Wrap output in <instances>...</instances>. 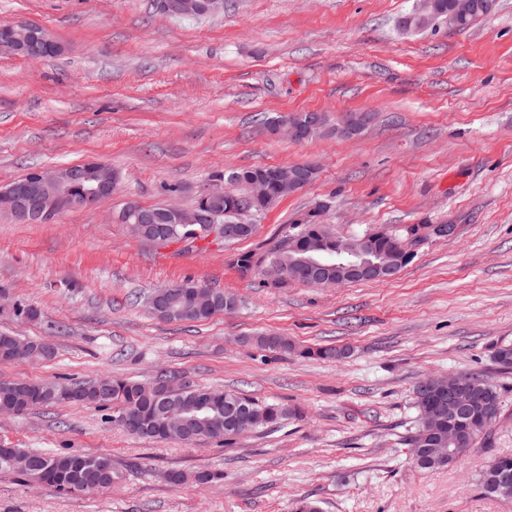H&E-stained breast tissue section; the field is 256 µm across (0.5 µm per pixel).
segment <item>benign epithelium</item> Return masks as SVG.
<instances>
[{
	"label": "benign epithelium",
	"mask_w": 512,
	"mask_h": 512,
	"mask_svg": "<svg viewBox=\"0 0 512 512\" xmlns=\"http://www.w3.org/2000/svg\"><path fill=\"white\" fill-rule=\"evenodd\" d=\"M471 0H452L449 6L437 8L435 0H415L413 17L427 20L428 25H444L456 30L471 13ZM224 9V0H162V10L170 16L213 14ZM60 51V45L41 26L12 22L0 29V52L38 59ZM375 120L372 112L349 113L334 121L325 112L289 113L276 124L277 135L291 141L316 140L325 135L350 136L370 127ZM313 165L293 170L288 179L278 183L279 195L305 190L314 180ZM120 177L102 161H92L76 168H39L23 177L0 186V213L28 223H45L70 209H94L106 197L115 193ZM162 217L171 224H215L219 236L233 239L240 227L226 224L223 215L195 205L190 209L166 207ZM153 216L145 214L143 205L133 199L126 201L117 216L120 224H145ZM472 397L460 390L458 376H448V410L465 411ZM500 499H512V477L499 474L485 482Z\"/></svg>",
	"instance_id": "obj_1"
}]
</instances>
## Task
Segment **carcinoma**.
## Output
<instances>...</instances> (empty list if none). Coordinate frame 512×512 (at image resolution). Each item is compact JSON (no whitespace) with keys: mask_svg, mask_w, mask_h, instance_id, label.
Returning <instances> with one entry per match:
<instances>
[{"mask_svg":"<svg viewBox=\"0 0 512 512\" xmlns=\"http://www.w3.org/2000/svg\"><path fill=\"white\" fill-rule=\"evenodd\" d=\"M474 13L469 21L491 16L497 8V0H473ZM288 170L284 165H269L253 168H243L231 171L235 177L236 189L232 194L222 199L224 213L234 212L238 209L239 197L247 194L249 185L257 178H263L269 185L268 199L255 205V209L265 212L276 201L281 199L277 193V180L279 174ZM323 210L317 208L299 215L289 225L288 231L282 238L268 250L258 254L245 252L237 255L233 264L240 272H265L269 267H277L283 271L296 268L292 281L312 287L322 288L329 283L340 279L346 283L358 282L360 278L349 274L345 263L347 259L336 253V242L340 236L336 235L328 225L322 223ZM434 224H406L397 228L383 229L369 227L358 237L367 240V250L356 258L362 263H377L390 259L393 265L403 268L410 260L394 248V241L403 240L411 235L424 242L436 236ZM134 233L141 239L153 242L158 238L165 244L185 243L194 245V242L206 240V233L200 224H138ZM212 299L218 302L219 307L211 309H198L181 315L167 318L169 322L205 321L215 314L224 311V301L236 302L232 294H223L221 290H213ZM244 343L262 351L279 352L286 354L298 349V346L286 336L258 333L244 338ZM300 350V349H298ZM303 357H317L319 359L334 360L343 356V353L333 347H319L316 349L304 348L300 350ZM166 378L161 374L149 382L132 380L129 378L107 377L93 384L72 382L70 386L84 390L80 397L61 398L58 392L48 390V385L27 379H17L10 383L0 384V408H9L15 397L24 391H40L43 398L32 404V407L69 404L73 406H92L97 409H113L110 422L115 424L124 413H133L147 420L157 417L161 407L160 383ZM463 382L467 386L482 387L486 398L497 404H502V396L498 389L478 374L463 375ZM431 394L414 392L415 407L417 409L416 427L405 438L410 448L423 449V456L416 461L421 469H441L435 460V449L454 448L456 444L448 440V416H439L432 411L436 394L442 387L448 385V379L442 375H433L430 379ZM201 397L214 402L207 420L202 422L197 430L199 439L217 438L229 443L236 437L235 432L224 427V411L231 402L246 406L250 412V421L253 432H270L276 430L282 421L288 419L293 411L287 406L276 402H263L240 392L222 391L210 387H198L183 392H173L167 398L178 406L190 408ZM481 409L476 407L471 413L461 419L460 426L469 439V445H474L483 434L478 423ZM17 453L29 461V467L15 471V475L29 485L37 484L52 488L59 493L72 494L80 492L98 491L108 488L124 478V472L106 454L108 462L106 473H101L96 459L88 458L81 452L46 453L38 450L17 449ZM166 477L175 485L188 480L197 484L218 482L223 474L214 471H197L187 474L181 470H170Z\"/></svg>","mask_w":512,"mask_h":512,"instance_id":"carcinoma-1","label":"carcinoma"}]
</instances>
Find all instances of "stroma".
Instances as JSON below:
<instances>
[{
    "instance_id": "stroma-1",
    "label": "stroma",
    "mask_w": 512,
    "mask_h": 512,
    "mask_svg": "<svg viewBox=\"0 0 512 512\" xmlns=\"http://www.w3.org/2000/svg\"><path fill=\"white\" fill-rule=\"evenodd\" d=\"M414 0H224L182 20L160 0H0V22L46 28L58 54H0V185L39 167L100 160L112 197L47 224L0 216V331L47 340L52 359L0 364V382H183L298 406L277 431L192 444L130 436L107 413L60 404L0 415V445L109 453L112 488L62 495L0 474V512H512L486 496L487 462L512 454V0L464 30L405 35ZM374 112L358 136L296 143L268 116ZM313 163L316 181L275 203L253 235L189 248L137 238L126 198L192 207L215 174ZM324 201L340 235L445 224L388 281L274 286L234 254L265 249ZM191 279L232 293L229 314L192 323L151 312L154 289ZM38 311L16 317L12 304ZM339 360L241 344L257 332ZM477 373L502 395L498 421L456 466H415L404 439L425 375ZM170 469L222 482L169 484Z\"/></svg>"
}]
</instances>
